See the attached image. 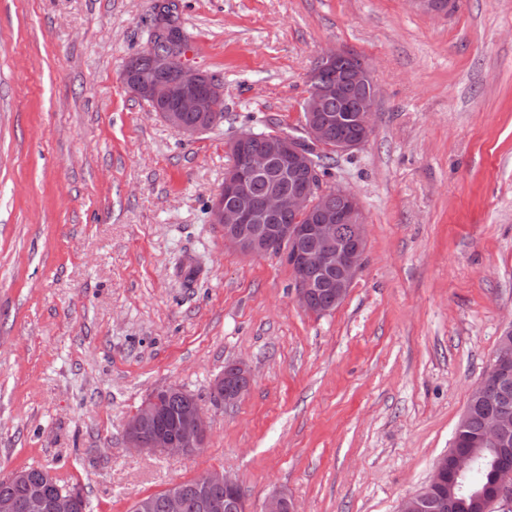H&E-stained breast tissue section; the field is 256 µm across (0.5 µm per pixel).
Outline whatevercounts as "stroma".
<instances>
[{
    "mask_svg": "<svg viewBox=\"0 0 512 512\" xmlns=\"http://www.w3.org/2000/svg\"><path fill=\"white\" fill-rule=\"evenodd\" d=\"M154 0H0V477L79 484L129 512L218 467L249 512H399L452 446L512 324V0H178L186 60L224 92L188 138L123 82ZM333 49L366 62L373 130L323 188L359 199L348 297L304 311L277 255L224 245L210 207L245 131H301ZM251 370L224 404L227 363ZM177 384L210 424L196 456L129 450ZM239 380H246L248 384L243 381V385ZM250 380L247 366L243 362H233L224 367V373L214 379L212 387L219 400L224 395L225 403H234L247 392Z\"/></svg>",
    "mask_w": 512,
    "mask_h": 512,
    "instance_id": "35a3bbf8",
    "label": "stroma"
}]
</instances>
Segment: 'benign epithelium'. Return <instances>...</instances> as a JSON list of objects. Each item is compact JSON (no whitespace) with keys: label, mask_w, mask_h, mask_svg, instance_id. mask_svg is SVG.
Returning a JSON list of instances; mask_svg holds the SVG:
<instances>
[{"label":"benign epithelium","mask_w":512,"mask_h":512,"mask_svg":"<svg viewBox=\"0 0 512 512\" xmlns=\"http://www.w3.org/2000/svg\"><path fill=\"white\" fill-rule=\"evenodd\" d=\"M416 7L431 15L448 12L449 0H413ZM160 41L173 50L185 46L182 32L177 29H156ZM180 71H170L172 56L165 50H154L149 69L143 70L141 59H129L123 71L127 89L150 104L151 110L174 130L184 136H194L208 129L216 112L224 104L220 86L206 74L192 69L180 56ZM321 68L330 77L317 84L303 104L307 114L306 134L302 144L284 136H266L253 131L241 133L229 146L233 162L224 177V187L211 207L212 223L224 230V244L243 255L261 256L281 246L280 254L297 276L296 297L308 313L314 312L317 289L331 288L333 302L341 305L361 272L367 248V232L362 208L357 196L342 188L324 190L318 183L312 162L311 147L324 146L331 130L339 125L353 127L354 133L336 140L338 154H351L369 139L373 128L377 90L370 67L342 50H330L321 59ZM367 88L356 111L326 117L321 112L326 98L340 97L346 85ZM289 177L291 188L284 192L276 183L257 199L250 192V183L272 171ZM331 195L338 199L332 204L316 205V197ZM284 211L306 219L303 224H276ZM251 380L250 370L242 362L229 363L224 373L213 382L216 396L224 402L238 401L248 390L242 381ZM512 386V325L499 338L492 365L485 378L474 388L463 416L476 406L489 403L494 394L504 393ZM186 391L177 384L153 389L140 407L127 419L125 435L128 448L136 452L180 454L200 453L209 438L210 425L198 402L189 397L175 433L158 430L148 443L144 430L159 418L161 399ZM481 445L491 450L496 461L498 478L485 492L474 496L480 512H512V420L499 410L488 411L481 434ZM477 454L452 446L436 462L433 476L419 491L408 496L400 512H429L438 486L448 479V498L441 501L443 512H465L469 507L467 477ZM13 477L27 482V494L22 500H0V512H73L76 491L60 487L53 475L31 481L27 472L17 470ZM214 486L235 493L237 480L220 469H210L196 478V489L203 493ZM184 492L180 485L167 489V512H183ZM263 512H299L285 492L271 493L264 501Z\"/></svg>","instance_id":"obj_1"}]
</instances>
